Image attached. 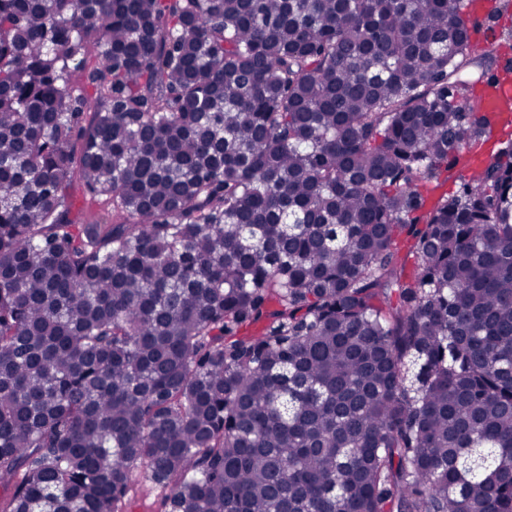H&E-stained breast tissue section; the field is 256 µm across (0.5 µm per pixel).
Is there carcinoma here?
I'll return each mask as SVG.
<instances>
[{
    "mask_svg": "<svg viewBox=\"0 0 512 512\" xmlns=\"http://www.w3.org/2000/svg\"><path fill=\"white\" fill-rule=\"evenodd\" d=\"M475 3L0 0V512H512Z\"/></svg>",
    "mask_w": 512,
    "mask_h": 512,
    "instance_id": "1",
    "label": "carcinoma"
}]
</instances>
